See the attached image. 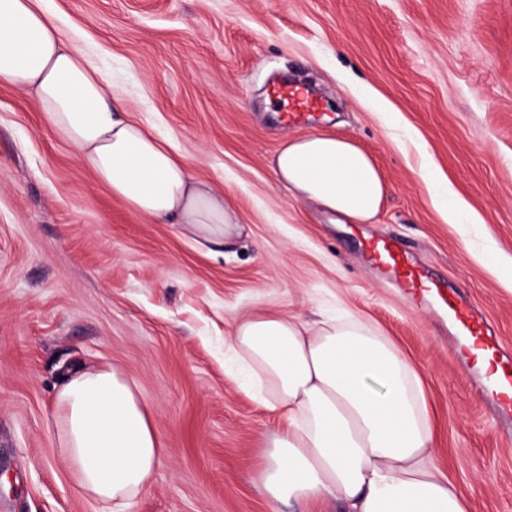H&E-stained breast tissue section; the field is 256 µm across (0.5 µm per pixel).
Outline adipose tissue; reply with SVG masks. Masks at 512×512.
Segmentation results:
<instances>
[{"label":"adipose tissue","mask_w":512,"mask_h":512,"mask_svg":"<svg viewBox=\"0 0 512 512\" xmlns=\"http://www.w3.org/2000/svg\"><path fill=\"white\" fill-rule=\"evenodd\" d=\"M0 81L33 93L47 122L135 212L215 245L239 235L240 217L223 195L194 177L169 140L127 118L125 102L84 54L62 43L40 0H0ZM273 171L294 199L351 224L373 223L385 194L373 158L326 134L284 140ZM224 348L245 388L287 419L258 473L273 502L468 512L428 464L433 431L419 376L377 327L355 315L307 320L259 310L234 321ZM53 422L77 487L107 512H125L164 455L134 382L109 366L68 377Z\"/></svg>","instance_id":"1"}]
</instances>
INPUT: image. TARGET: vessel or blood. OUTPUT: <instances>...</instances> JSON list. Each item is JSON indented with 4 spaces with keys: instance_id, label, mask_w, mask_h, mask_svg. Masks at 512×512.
Masks as SVG:
<instances>
[{
    "instance_id": "1",
    "label": "vessel or blood",
    "mask_w": 512,
    "mask_h": 512,
    "mask_svg": "<svg viewBox=\"0 0 512 512\" xmlns=\"http://www.w3.org/2000/svg\"><path fill=\"white\" fill-rule=\"evenodd\" d=\"M273 100L281 110L285 124L293 125L303 115L320 108L321 101L300 85L282 80L272 89ZM372 259L383 266L390 276L407 288L410 293L421 290L435 292L448 308V314L458 324L463 336L470 338L475 347L490 357V386L497 394L503 410L512 411V358L505 357L493 347L492 334L486 317L479 314L461 295L447 289L426 268L416 266L409 255L394 239L382 237L366 246Z\"/></svg>"
}]
</instances>
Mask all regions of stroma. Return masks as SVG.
Instances as JSON below:
<instances>
[{
	"label": "stroma",
	"mask_w": 512,
	"mask_h": 512,
	"mask_svg": "<svg viewBox=\"0 0 512 512\" xmlns=\"http://www.w3.org/2000/svg\"><path fill=\"white\" fill-rule=\"evenodd\" d=\"M61 39L132 120L172 138L243 218L217 247L136 213L0 82V512H103L48 422L64 371L132 379L165 450L127 512H278L257 473L279 419L224 364L235 318L357 314L417 370L433 468L469 512H512V421L430 305L367 261L390 236L494 325L512 353V0H48ZM325 104L288 127L273 83ZM354 141L386 193L374 223L334 224L270 162L285 138ZM430 167L476 218L446 223Z\"/></svg>",
	"instance_id": "stroma-1"
}]
</instances>
